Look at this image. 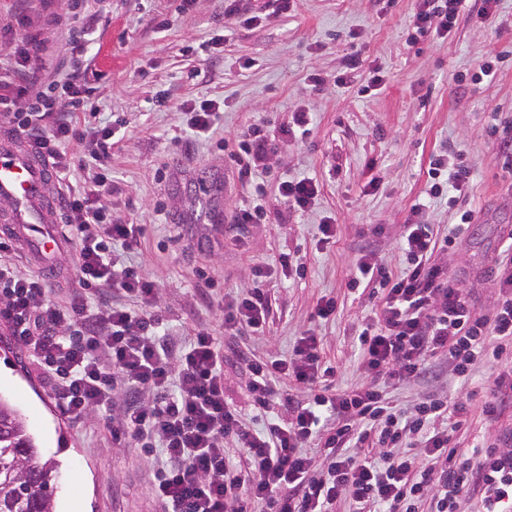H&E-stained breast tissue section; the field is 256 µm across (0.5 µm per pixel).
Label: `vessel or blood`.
<instances>
[{
	"instance_id": "1",
	"label": "vessel or blood",
	"mask_w": 512,
	"mask_h": 512,
	"mask_svg": "<svg viewBox=\"0 0 512 512\" xmlns=\"http://www.w3.org/2000/svg\"><path fill=\"white\" fill-rule=\"evenodd\" d=\"M52 184L49 165L25 139L0 133V199L10 203L0 215V236L23 242L46 269L68 239Z\"/></svg>"
}]
</instances>
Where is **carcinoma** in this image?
Masks as SVG:
<instances>
[{"label":"carcinoma","instance_id":"carcinoma-1","mask_svg":"<svg viewBox=\"0 0 512 512\" xmlns=\"http://www.w3.org/2000/svg\"><path fill=\"white\" fill-rule=\"evenodd\" d=\"M0 512H57V466L42 461L26 415L0 396Z\"/></svg>","mask_w":512,"mask_h":512}]
</instances>
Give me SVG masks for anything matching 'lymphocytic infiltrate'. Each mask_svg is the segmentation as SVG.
<instances>
[{
    "label": "lymphocytic infiltrate",
    "instance_id": "f902f5d3",
    "mask_svg": "<svg viewBox=\"0 0 512 512\" xmlns=\"http://www.w3.org/2000/svg\"><path fill=\"white\" fill-rule=\"evenodd\" d=\"M412 26L418 33L444 35L456 26L464 0H417ZM96 21L88 15L70 23L50 8L31 20L17 8L0 24L9 80H0V116L34 143L56 175L75 176L82 164L67 143L93 145L96 170L83 186L60 197L78 245L80 289L64 304L51 303L43 278L16 274L10 243L0 241V324L35 365L61 413L79 421L88 411H111L115 397L136 391L126 406L115 439H132L163 457L156 466L153 496L162 512H462L479 497L482 512H512V433L487 429L481 443L459 445L466 432L459 396H430L404 410L391 406L382 381L411 384L423 378L433 358L448 361L449 379H469L477 362L493 363L512 348V235L494 259L499 293L476 316L468 291L445 273L448 252L473 219L466 212L443 235L420 221L415 204L400 247L407 260L389 270L375 253L354 264L353 285L381 290L379 309L364 321L358 348L365 382L345 393L334 386L321 339L298 338L285 358L253 364L250 393L269 420L263 429L245 423L224 397V356L208 328L195 329L190 342L170 353L161 338L164 318L155 310L158 285L127 259L144 233L140 224L108 219L96 200L107 188L106 162L112 129L84 128L68 113L90 103L83 63L70 58L53 66L55 50L42 34L51 27L78 45ZM54 67L65 101L38 85L36 73ZM428 175L440 189L465 194L470 166L448 155L434 156ZM264 263L251 269V283L224 305V327L264 333L270 310ZM294 382L301 397H280L273 385ZM281 416H271L273 408ZM243 452L241 462L224 454L225 440Z\"/></svg>",
    "mask_w": 512,
    "mask_h": 512
}]
</instances>
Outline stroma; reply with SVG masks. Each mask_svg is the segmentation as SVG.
<instances>
[{"label":"stroma","instance_id":"35a3bbf8","mask_svg":"<svg viewBox=\"0 0 512 512\" xmlns=\"http://www.w3.org/2000/svg\"><path fill=\"white\" fill-rule=\"evenodd\" d=\"M268 0H251L258 22L224 13V0H110L109 13L85 55L86 77L99 107L98 123L116 136L109 160L112 192L102 204L115 220L144 225L133 257L160 286L163 338L183 347L206 325L224 354L226 397L244 421L262 428L249 391L252 363L289 355L305 332L320 336L335 367V386L348 391L364 380L357 353L358 326L372 315V288L352 287L355 257L374 250L393 271L405 258L404 225L417 203L424 223L447 232L465 211L473 220L448 257V270L477 289L476 313L499 291L491 273L512 231V174L502 167L493 113L512 114V0H497L492 23L463 11L448 37L414 39L415 0H298L293 12L268 13ZM381 66L383 83L365 77L339 87L335 76L351 44ZM500 56L493 79L480 67ZM321 73L322 90L308 76ZM211 99L220 120L210 138L185 131L179 107ZM312 114L311 131L293 140V112ZM261 127L277 150L261 178L267 217L251 225L242 246L217 241L204 186L221 188L224 209L253 191L230 160L241 134ZM455 150L473 168L465 196L429 197L432 155ZM317 180L320 192L303 213L277 199L286 179ZM336 220V242L320 247L318 226ZM293 256L304 275L276 270ZM275 271L267 283L269 323L264 335L225 331L221 307L242 291L254 263ZM336 298L335 317L320 320V297ZM0 394L25 413L44 458L59 465L57 512H158L151 495L153 464L135 443L114 441L112 425L93 411L74 422L13 336L0 326Z\"/></svg>","mask_w":512,"mask_h":512}]
</instances>
